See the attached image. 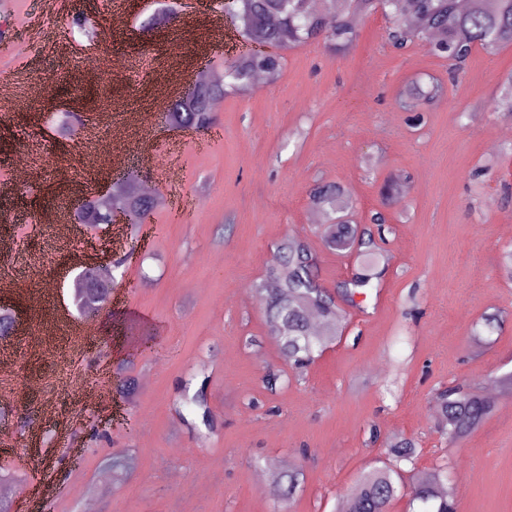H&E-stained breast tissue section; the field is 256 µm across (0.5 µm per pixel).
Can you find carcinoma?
<instances>
[{
  "mask_svg": "<svg viewBox=\"0 0 512 512\" xmlns=\"http://www.w3.org/2000/svg\"><path fill=\"white\" fill-rule=\"evenodd\" d=\"M311 0H239L232 16L241 37L259 46L287 49L322 40L337 52H344L356 39L354 16H369L378 11L390 17L387 39L403 50L420 45L448 59L458 71L472 52L481 49L492 54L512 45V0H470L463 9L459 0H322L325 7L311 8ZM283 66L281 54L260 51L244 54L224 67V81L198 84L171 104L170 122L178 127L205 128L214 124L212 102L229 94L252 92L258 74L275 81ZM437 89H410L402 101L407 112L423 111L435 98ZM497 110L512 120V73L502 83ZM115 198L129 209L152 207V201L126 187ZM310 203L323 210L331 223L323 225L321 239L331 250L360 258L351 277L341 285V293L356 308V297H367V290L378 288L390 257L375 235L351 223L354 200L339 183L318 184L310 192ZM276 261L264 277L252 284V291L264 304L269 334L278 343L282 356L297 372L308 367L315 354L341 335L333 294L318 281L316 260L307 240L286 235L275 245ZM202 380L194 394L183 386L177 404L191 406L202 423L212 429L214 418L207 405ZM440 414L438 428L452 442L474 431L492 412L494 405L470 388L452 386L435 396ZM417 446L411 438L393 441L386 458L378 461L351 487L340 512H389L395 499L409 497V508L417 512H456L457 504L444 491L445 470L428 472L405 470L414 464ZM282 502L289 503L302 479L299 470L273 471Z\"/></svg>",
  "mask_w": 512,
  "mask_h": 512,
  "instance_id": "obj_1",
  "label": "carcinoma"
}]
</instances>
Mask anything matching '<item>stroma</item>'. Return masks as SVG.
I'll return each mask as SVG.
<instances>
[{"mask_svg": "<svg viewBox=\"0 0 512 512\" xmlns=\"http://www.w3.org/2000/svg\"><path fill=\"white\" fill-rule=\"evenodd\" d=\"M0 10V79L12 106L0 107V279L22 274L51 284L44 314L23 308L24 330L1 345L0 405L9 413L0 471L13 473L14 512H273L266 461L301 469L291 512H338L348 488L400 437L418 444L417 467L447 465L458 512H512V122L496 110L512 72V45L474 51L451 76L446 59L421 46L388 45L387 20L354 21L344 53L324 42L284 50L278 80L247 96L228 95L208 130L176 127L153 99L180 95L195 70L223 72L245 47L232 22L223 45L201 53L206 30L184 24L179 0H140L114 25L112 0H9ZM167 10L168 27L141 24ZM95 27L103 78L87 86V41L72 26ZM443 92L412 124L399 107L414 81ZM125 138L127 168L140 171L185 211L155 208L132 234L122 225L72 232L27 227L71 168L66 190H101L108 176L89 160L97 145ZM30 152L32 175L16 186L3 171ZM337 182L354 196L352 220L386 216L391 257L366 312L340 302L344 334L301 380L269 391L267 371L290 373L269 337L252 284L274 260L275 244L306 239L319 279L337 291L352 256L327 249L309 221V192ZM107 243L129 261L111 302L83 331L73 306L74 256ZM500 328L481 334L486 315ZM153 376L98 411L81 394L106 389L107 372ZM205 372L207 431L179 407L182 383ZM462 384L492 393L494 410L460 444L438 430L437 389ZM129 458L131 473L99 496L107 462ZM58 488L43 497L33 474Z\"/></svg>", "mask_w": 512, "mask_h": 512, "instance_id": "1", "label": "stroma"}]
</instances>
